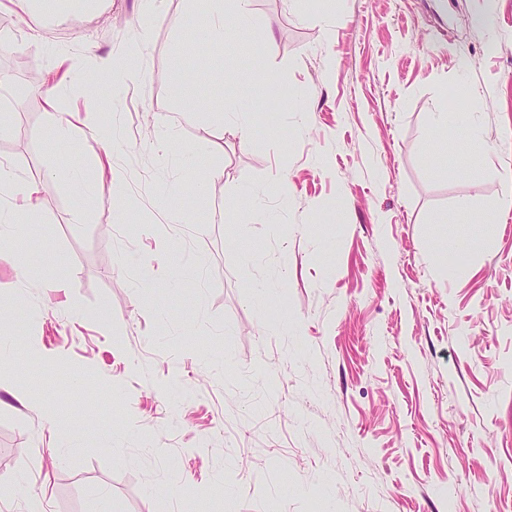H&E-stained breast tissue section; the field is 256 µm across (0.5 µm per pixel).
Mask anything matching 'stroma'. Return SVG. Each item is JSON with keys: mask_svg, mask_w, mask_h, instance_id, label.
I'll use <instances>...</instances> for the list:
<instances>
[{"mask_svg": "<svg viewBox=\"0 0 512 512\" xmlns=\"http://www.w3.org/2000/svg\"><path fill=\"white\" fill-rule=\"evenodd\" d=\"M196 21L187 0H104L33 42L0 0L35 74L25 99L0 88V162L39 187L0 245V512H512V0H251L257 67L235 38L176 64ZM145 30L149 75L121 97L63 85L62 57ZM462 83L478 155L466 124L434 127ZM60 435L81 446L50 457Z\"/></svg>", "mask_w": 512, "mask_h": 512, "instance_id": "1", "label": "stroma"}]
</instances>
